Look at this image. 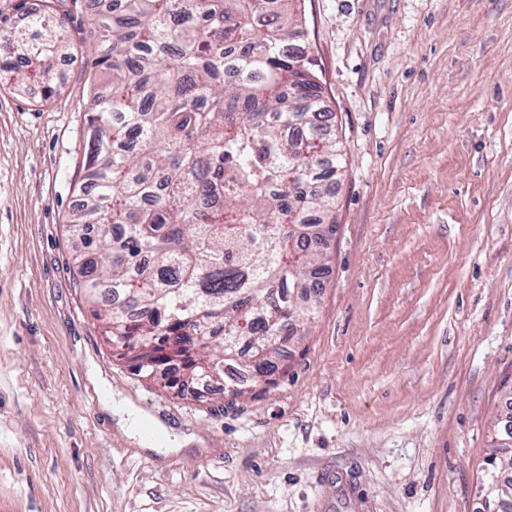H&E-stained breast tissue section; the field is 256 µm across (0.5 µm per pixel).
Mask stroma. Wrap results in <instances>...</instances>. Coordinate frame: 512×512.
<instances>
[{"label": "stroma", "instance_id": "1", "mask_svg": "<svg viewBox=\"0 0 512 512\" xmlns=\"http://www.w3.org/2000/svg\"><path fill=\"white\" fill-rule=\"evenodd\" d=\"M345 168L324 288L287 371L177 395L112 353L67 230L98 70L86 0L60 89L0 75V512H478L512 386V0H303ZM129 399L167 424L118 425Z\"/></svg>", "mask_w": 512, "mask_h": 512}]
</instances>
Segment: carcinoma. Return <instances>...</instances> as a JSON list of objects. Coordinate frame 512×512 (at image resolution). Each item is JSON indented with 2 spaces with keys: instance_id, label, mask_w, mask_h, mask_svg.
Returning <instances> with one entry per match:
<instances>
[{
  "instance_id": "carcinoma-1",
  "label": "carcinoma",
  "mask_w": 512,
  "mask_h": 512,
  "mask_svg": "<svg viewBox=\"0 0 512 512\" xmlns=\"http://www.w3.org/2000/svg\"><path fill=\"white\" fill-rule=\"evenodd\" d=\"M301 0H97L86 200L73 212L78 286L110 300L113 353L143 378L182 390L261 384L224 368L229 337L272 349L274 367L313 318L323 287L343 153L335 114L306 54ZM52 0L27 29L0 35V71L50 100L71 37ZM495 425L480 481L512 470Z\"/></svg>"
}]
</instances>
